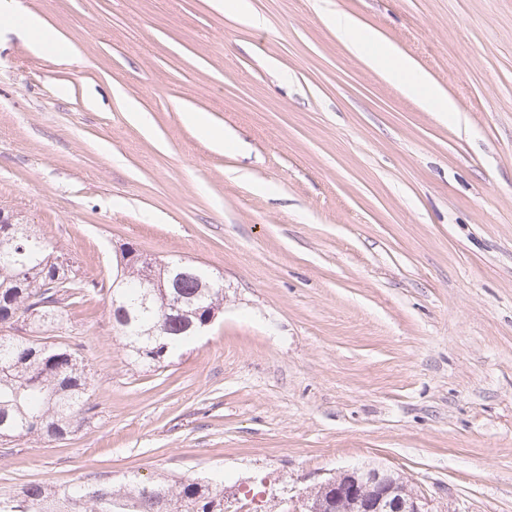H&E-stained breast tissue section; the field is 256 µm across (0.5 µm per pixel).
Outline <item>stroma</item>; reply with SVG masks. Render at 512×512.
I'll use <instances>...</instances> for the list:
<instances>
[{"mask_svg": "<svg viewBox=\"0 0 512 512\" xmlns=\"http://www.w3.org/2000/svg\"><path fill=\"white\" fill-rule=\"evenodd\" d=\"M70 46L0 24V209L81 278L119 248L207 267L214 323L158 368L106 293L64 308L95 416L0 440V494L128 476L224 484L291 512L351 465L433 512H512V0H19ZM378 30L456 103L434 111L324 21ZM207 113L216 146L189 120ZM212 5L215 9L224 11L225 16L236 17L248 25L255 26L259 23L248 0H213Z\"/></svg>", "mask_w": 512, "mask_h": 512, "instance_id": "1", "label": "stroma"}]
</instances>
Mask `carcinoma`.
Listing matches in <instances>:
<instances>
[{
    "instance_id": "1",
    "label": "carcinoma",
    "mask_w": 512,
    "mask_h": 512,
    "mask_svg": "<svg viewBox=\"0 0 512 512\" xmlns=\"http://www.w3.org/2000/svg\"><path fill=\"white\" fill-rule=\"evenodd\" d=\"M54 247L25 224H0V425L10 437L36 435L63 440L95 415L86 364L79 351L9 334L20 321L45 329L59 321L58 312L107 290L116 299L113 321L136 358L161 366L193 341L186 324L203 320L224 301V288L210 282L199 267L175 278V265L154 263L153 279L129 278L130 288H104L91 280H74L52 261ZM164 281L166 288L156 287ZM182 299L184 313L172 311ZM0 512H224V489L196 479L176 485L165 479L145 483L135 477L114 485L76 484L57 488L24 485L0 498Z\"/></svg>"
}]
</instances>
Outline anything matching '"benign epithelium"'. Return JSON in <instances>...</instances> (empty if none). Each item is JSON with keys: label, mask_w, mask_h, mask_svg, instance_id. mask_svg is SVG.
Segmentation results:
<instances>
[{"label": "benign epithelium", "mask_w": 512, "mask_h": 512, "mask_svg": "<svg viewBox=\"0 0 512 512\" xmlns=\"http://www.w3.org/2000/svg\"><path fill=\"white\" fill-rule=\"evenodd\" d=\"M139 251L126 246L117 255L112 287H126V278ZM318 488L326 499L305 495L292 512H432L426 497L397 478L392 471L351 468L340 471Z\"/></svg>", "instance_id": "obj_1"}]
</instances>
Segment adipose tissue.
<instances>
[{
	"label": "adipose tissue",
	"mask_w": 512,
	"mask_h": 512,
	"mask_svg": "<svg viewBox=\"0 0 512 512\" xmlns=\"http://www.w3.org/2000/svg\"><path fill=\"white\" fill-rule=\"evenodd\" d=\"M0 16L4 17L9 26L26 33L29 48L34 54L64 53V42L59 34L50 28L41 16L19 6L16 0H0ZM328 23L337 38L350 51L362 55L367 65L378 70L385 78L399 80L407 94L424 97L434 104L438 111H456L455 102L435 86L411 58L403 55L379 31L364 25L347 13L339 12L332 15Z\"/></svg>",
	"instance_id": "ef3b65f1"
}]
</instances>
